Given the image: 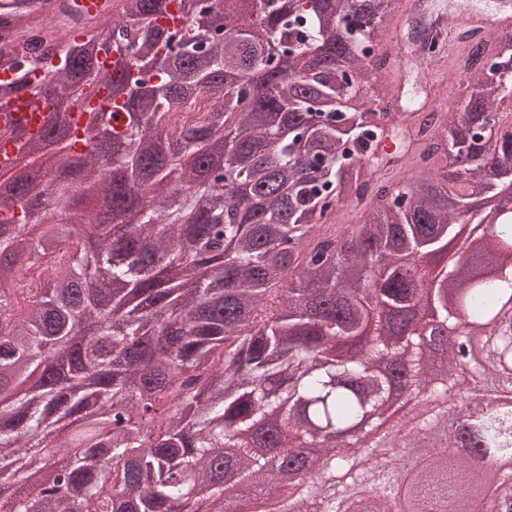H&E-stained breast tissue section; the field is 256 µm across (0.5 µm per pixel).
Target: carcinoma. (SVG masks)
<instances>
[{"label": "carcinoma", "mask_w": 512, "mask_h": 512, "mask_svg": "<svg viewBox=\"0 0 512 512\" xmlns=\"http://www.w3.org/2000/svg\"><path fill=\"white\" fill-rule=\"evenodd\" d=\"M401 0H111L107 16L69 19L68 0H0L24 54H0V100L38 92L40 62L64 48L52 97L93 100L94 123L70 129L77 177L43 160L53 113L25 141L23 167L0 190V512H230L222 472L231 448L237 499L275 475L263 451L306 470L349 475L319 494L336 512L355 485L371 512H395L391 480L336 453L392 401L469 389L465 430L478 448L512 455V414L492 410L495 368L457 363L474 333L492 336L512 302V212L472 250L490 272L443 267L437 317L420 304L408 260L455 234L462 210L512 185V40H479L470 93L446 115L397 101L376 111L384 39ZM495 133L481 137L487 114ZM440 156L445 167L429 168ZM112 166V223L88 208L54 221L71 195ZM372 197L360 224L336 209ZM104 458L109 469L89 461ZM60 474L35 491V472ZM473 476L445 451L425 454L403 487L406 512L468 497Z\"/></svg>", "instance_id": "obj_1"}]
</instances>
